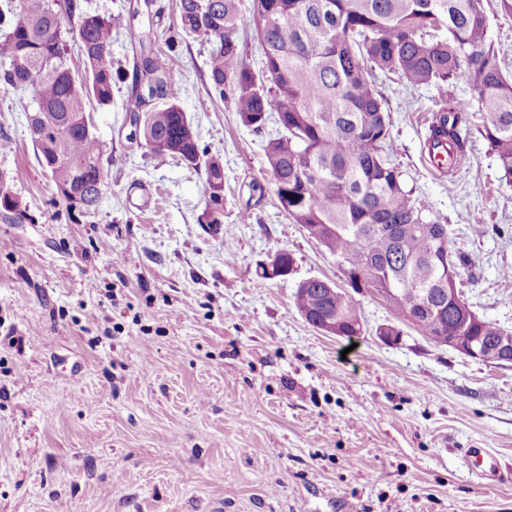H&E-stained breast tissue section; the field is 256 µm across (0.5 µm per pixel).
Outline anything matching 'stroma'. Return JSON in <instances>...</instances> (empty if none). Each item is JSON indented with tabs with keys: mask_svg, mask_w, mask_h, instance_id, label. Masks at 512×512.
I'll use <instances>...</instances> for the list:
<instances>
[{
	"mask_svg": "<svg viewBox=\"0 0 512 512\" xmlns=\"http://www.w3.org/2000/svg\"><path fill=\"white\" fill-rule=\"evenodd\" d=\"M78 2L111 13L126 73L88 110L107 173L94 214L57 196L0 85L16 202L0 208V512H512V364L436 345L371 293L354 296L356 345L309 325L298 283L342 274L270 188L275 125L253 132L214 95L207 39L170 52L199 145L224 161V222L205 223L203 169L132 143L125 110L127 30L164 45L176 0L135 19L130 0ZM382 91L406 186L465 259L459 290L512 330V185L476 133L454 174L432 168L438 87ZM282 250L293 273L260 279ZM466 448L491 449L499 477L472 474Z\"/></svg>",
	"mask_w": 512,
	"mask_h": 512,
	"instance_id": "stroma-1",
	"label": "stroma"
}]
</instances>
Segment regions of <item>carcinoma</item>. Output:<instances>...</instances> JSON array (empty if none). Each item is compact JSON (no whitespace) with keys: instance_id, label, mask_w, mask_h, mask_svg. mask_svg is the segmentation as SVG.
Instances as JSON below:
<instances>
[{"instance_id":"obj_1","label":"carcinoma","mask_w":512,"mask_h":512,"mask_svg":"<svg viewBox=\"0 0 512 512\" xmlns=\"http://www.w3.org/2000/svg\"><path fill=\"white\" fill-rule=\"evenodd\" d=\"M241 0H179L175 41L213 42L209 78L220 99L233 103L241 123L260 133L269 122L277 134L264 145L280 208L332 257L354 255L364 278L391 288L387 306L423 335L465 331L488 344L507 333L454 303L435 283L425 259L442 224L429 218L406 189L391 156L390 117L377 82L397 77L412 86L453 85L466 75L470 101L453 92L440 100L427 138L446 149V169L464 157L468 117L497 157L502 179L512 184V74L488 36L483 0H252L244 19ZM75 23L33 0H11L0 40V82L30 94L28 130L57 196L84 214L98 209L106 184L103 149L91 130L87 107L112 105L122 80L112 63V15L83 10L65 0ZM251 29L261 49L257 70L244 60L239 30ZM82 56L84 77L73 75L68 47ZM138 73L127 100L137 144L160 157H177L204 169L209 224L224 217V165L200 149L197 134L174 94L166 53L152 52L138 37ZM310 278L294 303L318 329L327 320L352 339L362 316L352 292Z\"/></svg>"}]
</instances>
